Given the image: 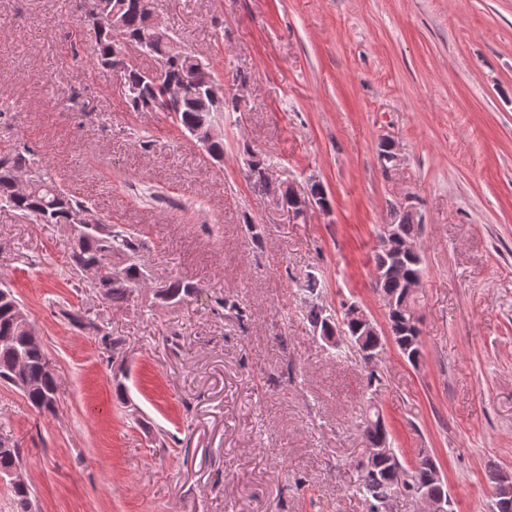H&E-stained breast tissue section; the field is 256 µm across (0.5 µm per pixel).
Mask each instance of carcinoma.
I'll use <instances>...</instances> for the list:
<instances>
[{"instance_id":"obj_1","label":"carcinoma","mask_w":512,"mask_h":512,"mask_svg":"<svg viewBox=\"0 0 512 512\" xmlns=\"http://www.w3.org/2000/svg\"><path fill=\"white\" fill-rule=\"evenodd\" d=\"M95 11L86 14V0L77 5L78 22L93 28L95 45L93 60L103 70H111L117 58L127 55L130 48L145 43L143 52L153 58L162 68L163 77L153 78L149 71L127 59L120 70L127 108L131 112H166L183 131L206 130L214 125L217 112H237L236 99H226L217 104L203 90L196 89L190 95L178 99L168 97V85L178 83L192 71H203L213 75L208 60L200 57L186 46L174 50L178 43L169 28L155 16L152 0H93ZM203 151L215 162L224 161V138L217 135L207 143H200ZM251 158L246 168V177L272 202L290 204L288 188L273 179L265 178L262 172L270 166L267 158L245 150ZM30 149L26 146L11 153L0 154V207H7L22 215H33L43 224H62L73 235V246L69 264L80 270L88 266L110 268L114 277L98 286L103 299L119 303L139 288L146 287L149 271L143 263L141 253L145 247L140 235L129 227L107 224L98 220L101 230H91L81 236L77 225L85 223L93 212L85 200L78 198L52 179L29 183L22 190L17 185V176L29 164ZM390 223L398 225L399 237L403 241H416L421 233V224L411 213H401L390 207ZM423 265L419 258L399 253L377 250L374 255L373 280L376 290L383 294L406 299L403 310L386 311L390 336L399 352L411 363L421 356L420 330L413 320L415 298H405L406 283L422 276ZM164 294L181 302L195 295L199 287L179 277L172 276L163 285ZM16 297L0 299V336L12 337L7 346H0V381L17 385L15 371L18 358H23L25 374L40 381L34 389L23 394L38 410L50 411L55 405L56 381L50 371V359L41 344L27 341V331L15 319ZM313 330L322 337L336 334L362 342L369 353L382 351L378 337L371 335L356 314L355 303H344L338 313L333 314L318 302H312L307 317ZM360 425L366 445H386L390 454L373 460H359L360 481L365 495L373 500L372 512L401 487L410 493L423 492L434 498H443L451 503L443 480L436 478V460L421 453L415 464L408 468L400 464L395 449L391 448L388 431L379 409L369 405L360 413ZM12 512H31V491L27 487L11 489Z\"/></svg>"}]
</instances>
